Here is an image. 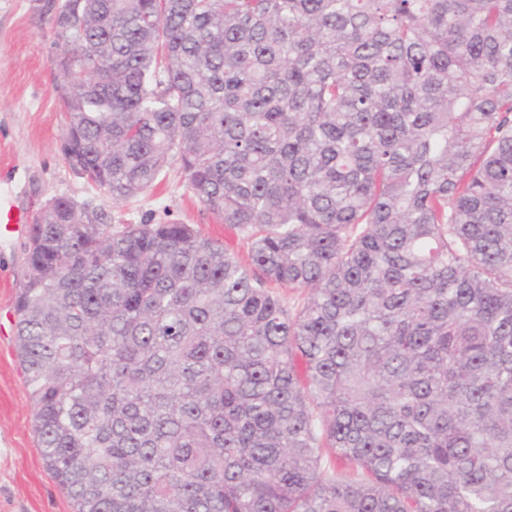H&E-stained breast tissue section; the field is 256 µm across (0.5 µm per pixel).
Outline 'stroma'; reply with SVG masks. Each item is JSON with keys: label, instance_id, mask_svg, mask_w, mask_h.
<instances>
[{"label": "stroma", "instance_id": "35a3bbf8", "mask_svg": "<svg viewBox=\"0 0 512 512\" xmlns=\"http://www.w3.org/2000/svg\"><path fill=\"white\" fill-rule=\"evenodd\" d=\"M54 34L43 0H0V199L37 217L55 197L90 205L108 223L175 220L248 261L251 243L221 223L187 188L178 160L159 183L122 203L81 178L64 160L66 114L54 90ZM26 235L0 236V512H74L45 470L34 411L15 346L12 310L25 278Z\"/></svg>", "mask_w": 512, "mask_h": 512}]
</instances>
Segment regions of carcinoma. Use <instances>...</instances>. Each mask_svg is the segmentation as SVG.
<instances>
[{"label": "carcinoma", "instance_id": "carcinoma-1", "mask_svg": "<svg viewBox=\"0 0 512 512\" xmlns=\"http://www.w3.org/2000/svg\"><path fill=\"white\" fill-rule=\"evenodd\" d=\"M43 8L97 86L54 76L69 165L118 202L176 157L251 240L41 210L15 340L75 512H512V0Z\"/></svg>", "mask_w": 512, "mask_h": 512}]
</instances>
